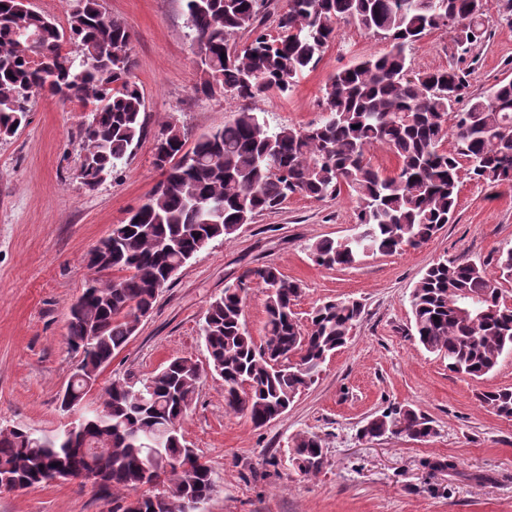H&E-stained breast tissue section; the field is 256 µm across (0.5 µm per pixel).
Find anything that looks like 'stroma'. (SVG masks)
<instances>
[{"mask_svg": "<svg viewBox=\"0 0 512 512\" xmlns=\"http://www.w3.org/2000/svg\"><path fill=\"white\" fill-rule=\"evenodd\" d=\"M105 8L133 35V79L145 100L148 134L93 190L76 176L88 119L79 103L37 96L27 124L0 140L2 428L54 433L68 422L58 395L79 361L67 341L69 309L94 275L90 251L162 178L154 164L161 124L174 121L196 136L223 126L239 108L223 94L195 92L198 57L183 0H105ZM485 27L484 41L466 53L454 49L446 31L428 34L407 51L413 68L464 69L475 94L512 79V28L497 0H488ZM384 49L354 25L338 24L317 67L290 95H261L252 106L273 127L316 123L329 78ZM355 206L345 192L323 201L297 195L233 238L211 242L160 290L152 312L102 370L99 389L149 375L175 356L206 364L199 328L210 303L247 269L273 265L302 287L294 307L300 323L329 299H357L364 313L315 383L263 427L226 412L223 380L204 376L182 433L213 471L216 490L205 512H512V418L478 400L480 392L512 387V355L483 378L459 376L447 359L417 345L410 306L415 284L437 260L491 267L500 250L512 247V186L462 176L453 223L421 247L350 267L315 264L311 245L352 234ZM407 405L433 420V438L361 436L368 418ZM300 433L325 445L316 476H302L292 464ZM0 512H112V501L91 484L58 481L0 490Z\"/></svg>", "mask_w": 512, "mask_h": 512, "instance_id": "stroma-1", "label": "stroma"}]
</instances>
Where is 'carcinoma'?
Returning a JSON list of instances; mask_svg holds the SVG:
<instances>
[{
    "instance_id": "carcinoma-1",
    "label": "carcinoma",
    "mask_w": 512,
    "mask_h": 512,
    "mask_svg": "<svg viewBox=\"0 0 512 512\" xmlns=\"http://www.w3.org/2000/svg\"><path fill=\"white\" fill-rule=\"evenodd\" d=\"M185 2L196 44L205 50L195 91L221 93L242 106L190 147L185 129L173 121L162 125L154 164L163 179L115 229L112 261L89 256L98 276L81 295L82 305L70 311L68 343L81 360L61 398L64 412L83 402L134 335L169 282V267L184 265L213 240L233 237L289 197L324 200L345 190L355 199L356 231L311 247L317 265L349 267L370 255L418 248L451 223L462 164L473 180L512 184V80L475 95L464 71H416L407 55L435 30L448 32L464 53L480 44L487 0H287L273 32L262 21L264 0ZM18 5L0 0V138L27 122L37 94L82 104L89 119L78 177L93 190L130 159L146 134L144 98L130 80L131 34L103 0H77L66 29ZM340 22L384 41L385 50L330 77L318 123L270 127L248 102L292 92L319 64ZM69 42L77 54L65 49ZM463 99L467 109L455 111ZM450 135L452 152L443 148ZM375 145L397 159L394 173L371 163ZM496 267L494 278L482 264L445 259L427 268L411 295L418 343L471 379L512 354V304L502 289L512 280V248L499 252ZM106 271L113 277L102 278ZM253 285L265 290L259 344L242 319ZM300 292V284L275 266L249 269L211 302L200 326L209 368L224 381L225 409L257 428L287 412L315 382L363 314L357 300H330L314 308L304 329L293 312ZM202 377L192 358L176 357L145 378L113 382L71 434L1 428L0 489L56 476L91 483L112 498L113 512H186L191 500L202 512L215 480L181 433ZM479 400L495 415L512 418V388L483 392ZM361 434L425 440L436 429L405 406L368 420ZM293 456L300 474L320 473L322 439L295 436Z\"/></svg>"
}]
</instances>
